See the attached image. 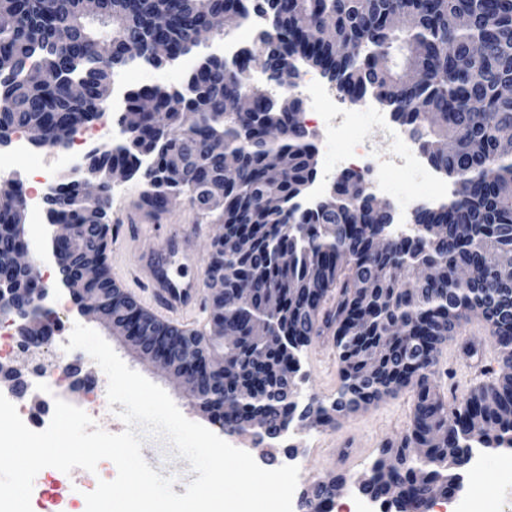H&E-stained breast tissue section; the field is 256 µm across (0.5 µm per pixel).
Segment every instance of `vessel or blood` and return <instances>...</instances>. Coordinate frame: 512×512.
<instances>
[{"label": "vessel or blood", "instance_id": "1", "mask_svg": "<svg viewBox=\"0 0 512 512\" xmlns=\"http://www.w3.org/2000/svg\"><path fill=\"white\" fill-rule=\"evenodd\" d=\"M138 270L155 315L186 328L193 325V311L200 304L201 291L193 281L172 277L166 250L161 249L142 258Z\"/></svg>", "mask_w": 512, "mask_h": 512}]
</instances>
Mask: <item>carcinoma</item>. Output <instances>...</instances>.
Listing matches in <instances>:
<instances>
[{"mask_svg":"<svg viewBox=\"0 0 512 512\" xmlns=\"http://www.w3.org/2000/svg\"><path fill=\"white\" fill-rule=\"evenodd\" d=\"M15 25L0 27V130H41L38 145H53L56 131L100 117V106L75 100L64 84L82 80L96 88L129 62L123 47L135 42L148 53L163 39L184 54L196 32L216 14L264 11L272 32L254 54L273 82L302 60L319 67L352 103L366 94L391 107L422 153L456 186L448 205L418 208L411 227L397 235L387 215L346 198L344 172L329 198L308 210L293 206L316 177V147L300 119L302 101L256 94L251 112H237L247 90L242 75L225 71L224 60L195 65L178 89L142 85L127 90L118 122L128 140L117 150L84 158L87 173L104 179L112 168L144 185L140 202L167 211L169 198L185 195L205 214H218L223 233L207 262L211 321L224 335L197 351L204 371L198 392L226 431H244L260 418L259 436L274 438L292 419L290 388L282 365L293 340L331 336L342 364V387L330 405L312 396L320 423L355 413L402 386L414 389L412 427L386 442L359 490L382 503L401 490L396 512H428L454 490V470L474 448L512 447V99L501 89L512 83V0H98L86 13L84 0H0ZM411 18L397 27L393 17ZM466 19L448 26V16ZM332 24L336 40L320 27ZM360 45L356 55L345 50ZM46 70L54 84L26 80ZM237 160L235 177L224 184V202L211 205L207 186L224 179V160ZM23 195L16 183L0 193V225L18 224L12 202ZM267 196L283 203L268 212ZM112 193L95 218L87 214L84 185L69 175L55 187L48 218L77 226L67 245L62 275L77 279L85 254L95 253L98 278L90 288L112 289V314L135 328L149 348L168 343L181 359L186 335L145 313L112 284L105 271ZM467 224L470 235H455ZM244 230L254 241L247 253L233 239ZM288 249L295 262L281 267L275 252ZM430 267L433 280L418 282L416 267ZM276 297L280 308L267 320L264 360L254 361L255 322ZM468 312L490 326L502 353L496 382L471 393L464 406L446 401L432 379L440 346L455 335ZM399 324L404 333L387 337ZM389 341H384V338ZM373 350V376L363 373L359 352ZM336 475L310 486L304 512H325L333 501Z\"/></svg>","mask_w":512,"mask_h":512,"instance_id":"1","label":"carcinoma"}]
</instances>
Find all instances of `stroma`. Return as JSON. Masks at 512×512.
Segmentation results:
<instances>
[{
    "label": "stroma",
    "instance_id": "obj_1",
    "mask_svg": "<svg viewBox=\"0 0 512 512\" xmlns=\"http://www.w3.org/2000/svg\"><path fill=\"white\" fill-rule=\"evenodd\" d=\"M306 126L319 147L316 170L324 181L334 182L344 171L360 167L362 179L379 178L387 183L388 189L381 193L380 198L396 208L412 204L418 194L427 191L428 185L420 171L401 168L393 163L394 157L412 146V139L385 134L372 110L359 112L349 125L335 127L320 118L307 120ZM358 143L372 146L373 155L365 159L356 156L352 148ZM166 216V222L159 227L143 225L120 253H109L107 258L112 279L139 303L144 302L146 294L141 278L133 268L142 255L164 245L170 250H178L181 247L180 235H192L200 262L190 267L175 266L174 271L203 282L207 279L205 262L211 242L222 231L215 216L203 214L184 196L175 199ZM86 325L98 330L129 368L164 389L186 418L211 427V420L191 405L173 377L142 359L122 336L113 334L99 322L90 319ZM499 359L489 325L477 314H469L463 320L459 333L450 337L440 349L436 366L437 388L447 400L464 404L475 388L492 382L491 373L482 374L481 369L497 367ZM0 360L17 368L26 378L31 377L33 368L38 365L46 370L51 380L56 377L59 363L75 366L80 377L95 383L100 390L99 396L73 392L65 385L61 386V393L66 395L70 404L85 412L97 410L105 413L106 418L100 423L102 429L110 433L123 431V422L111 413L108 405L105 394L107 377L85 351H64L53 340L38 351L16 349ZM301 372L304 380L299 387L303 395L317 397L327 404L336 398L341 386L340 364L332 340L316 338L303 348ZM411 408L412 391L402 388L357 413L336 416L332 424L312 426L297 433L298 444L293 453L302 459L306 472L314 480L344 475L351 484L345 496L355 498L358 493L356 480L370 471L383 444L400 439L410 429ZM348 435L357 439V447H344L343 439ZM169 453L168 445L157 438L146 439L142 448L143 456L155 459L161 475L176 476L173 490L181 494L195 475L191 473L187 460L170 458ZM484 455L486 462L482 468L462 472L458 497L468 512H512V449H488ZM99 466L101 471L97 474L81 468L68 474L58 470L50 475L39 472L34 480L35 487H43L49 476L54 477L56 484L51 498L32 495L33 512H84L85 495L96 489L99 478L104 476L111 480L116 476V467L111 461H100Z\"/></svg>",
    "mask_w": 512,
    "mask_h": 512
}]
</instances>
